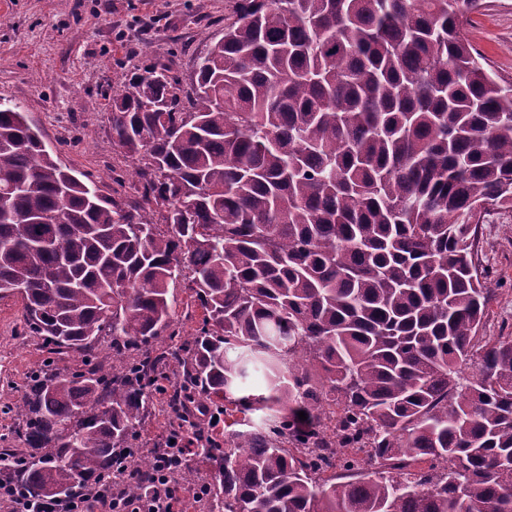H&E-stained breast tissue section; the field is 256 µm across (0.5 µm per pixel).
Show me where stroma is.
I'll return each mask as SVG.
<instances>
[{
  "label": "stroma",
  "mask_w": 512,
  "mask_h": 512,
  "mask_svg": "<svg viewBox=\"0 0 512 512\" xmlns=\"http://www.w3.org/2000/svg\"><path fill=\"white\" fill-rule=\"evenodd\" d=\"M225 0H6L0 6V102L23 105L60 164L85 173L103 195L131 198L115 175L129 164L110 138L113 84L145 65L170 64L182 79L224 28ZM469 38L498 75L512 79V0H481ZM478 259L493 297L486 336H512V210L488 212ZM22 330V304L0 300V431L43 355Z\"/></svg>",
  "instance_id": "1"
}]
</instances>
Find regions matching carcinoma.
Masks as SVG:
<instances>
[{
  "instance_id": "1",
  "label": "carcinoma",
  "mask_w": 512,
  "mask_h": 512,
  "mask_svg": "<svg viewBox=\"0 0 512 512\" xmlns=\"http://www.w3.org/2000/svg\"><path fill=\"white\" fill-rule=\"evenodd\" d=\"M231 2L189 90L156 62L112 88L134 204L0 103V299L47 354L0 483L38 512L126 466L145 499L138 427L197 391L233 426L267 410L195 431L224 512H512V336L479 335L474 261L512 207V80L468 38L478 0Z\"/></svg>"
}]
</instances>
